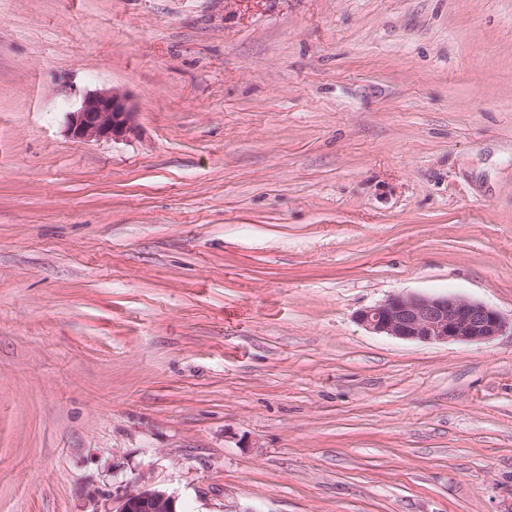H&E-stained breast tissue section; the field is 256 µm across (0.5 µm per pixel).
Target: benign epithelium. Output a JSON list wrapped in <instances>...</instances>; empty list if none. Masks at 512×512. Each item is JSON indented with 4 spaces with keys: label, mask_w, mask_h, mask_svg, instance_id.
Returning <instances> with one entry per match:
<instances>
[{
    "label": "benign epithelium",
    "mask_w": 512,
    "mask_h": 512,
    "mask_svg": "<svg viewBox=\"0 0 512 512\" xmlns=\"http://www.w3.org/2000/svg\"><path fill=\"white\" fill-rule=\"evenodd\" d=\"M67 133L78 142L127 141L139 132L137 112L117 90L88 92L67 116ZM357 321L368 331L422 343L488 342L512 329L498 310L455 295H392L361 310ZM114 512H177L175 497L143 484L123 491Z\"/></svg>",
    "instance_id": "7a95c632"
}]
</instances>
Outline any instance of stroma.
<instances>
[{
  "mask_svg": "<svg viewBox=\"0 0 512 512\" xmlns=\"http://www.w3.org/2000/svg\"><path fill=\"white\" fill-rule=\"evenodd\" d=\"M401 292L512 319V0H0V512H512V333ZM66 131L78 142L126 141L139 132L137 112L120 91L88 92L78 108L68 112ZM357 321L371 333L422 343H483L511 329L498 310L455 295H392L361 310ZM113 512H177L175 497L148 484L123 491Z\"/></svg>",
  "mask_w": 512,
  "mask_h": 512,
  "instance_id": "stroma-1",
  "label": "stroma"
}]
</instances>
